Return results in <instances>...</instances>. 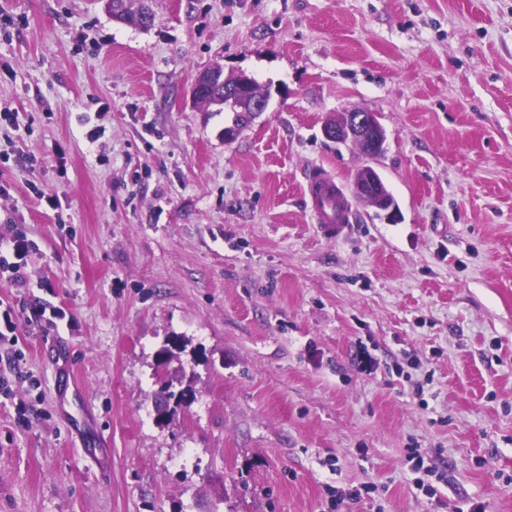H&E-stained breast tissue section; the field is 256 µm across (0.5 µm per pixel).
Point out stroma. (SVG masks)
Wrapping results in <instances>:
<instances>
[{"label": "stroma", "instance_id": "obj_1", "mask_svg": "<svg viewBox=\"0 0 512 512\" xmlns=\"http://www.w3.org/2000/svg\"><path fill=\"white\" fill-rule=\"evenodd\" d=\"M152 8L0 0V234L75 320L61 358L14 317L39 385L0 397V512H512V0ZM216 65L271 93L230 140L192 100ZM351 109L381 154L324 137ZM366 164L398 217L325 232L309 175ZM109 12L114 20L139 27H148L152 20L151 11L150 14H144L129 0H112Z\"/></svg>", "mask_w": 512, "mask_h": 512}]
</instances>
